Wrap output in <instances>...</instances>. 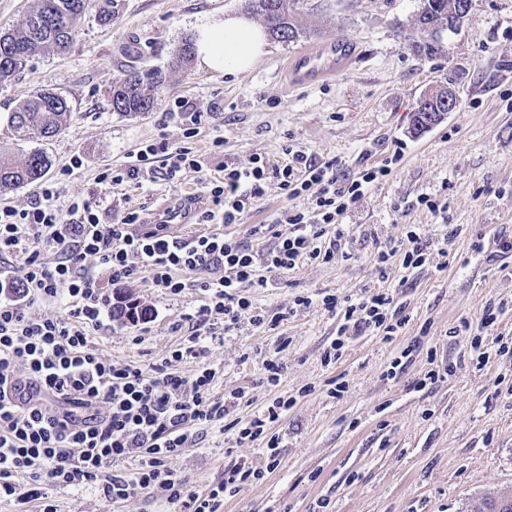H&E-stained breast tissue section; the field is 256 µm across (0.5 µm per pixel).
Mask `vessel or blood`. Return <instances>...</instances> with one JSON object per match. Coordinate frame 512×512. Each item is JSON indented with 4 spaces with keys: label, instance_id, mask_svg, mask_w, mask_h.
I'll return each mask as SVG.
<instances>
[{
    "label": "vessel or blood",
    "instance_id": "obj_1",
    "mask_svg": "<svg viewBox=\"0 0 512 512\" xmlns=\"http://www.w3.org/2000/svg\"><path fill=\"white\" fill-rule=\"evenodd\" d=\"M355 56V46L339 39L297 53L291 57L287 69L295 83H316L344 71Z\"/></svg>",
    "mask_w": 512,
    "mask_h": 512
}]
</instances>
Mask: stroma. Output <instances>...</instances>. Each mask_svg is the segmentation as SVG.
<instances>
[{
	"mask_svg": "<svg viewBox=\"0 0 512 512\" xmlns=\"http://www.w3.org/2000/svg\"><path fill=\"white\" fill-rule=\"evenodd\" d=\"M421 6L422 0H295L301 37L271 41L249 72L223 75L197 62L172 69L173 52L201 26L244 13V0H112L111 24L101 25L89 8L67 53L42 55L0 85V149L16 160L31 149L14 142L7 124L17 104L39 90L69 100V126L42 144L63 203L103 195L98 174L125 165L142 143L181 142V102L201 113L200 133L191 141L200 168L184 170L175 183L126 184L112 195L116 220L135 212L152 224L186 197L193 211L203 210L209 205L204 182L224 165L244 168L259 157L277 166L288 146L350 177L402 150L390 176L343 215L344 257L300 264L280 274L277 287L250 289L253 306L278 317L276 329H258L250 312H242L236 329L206 339L199 356L176 365L188 378L215 369L213 396L245 393L241 416L277 396L297 399L278 425V468L225 498L222 512H315L322 501L326 512H477L485 495L512 492V350L491 352L481 365L474 360L476 340L512 338V262L471 251L477 235L489 242L512 236V0H473L432 55L424 50L432 36L418 24ZM337 39L356 47L347 71L323 85L289 84L286 57ZM131 65L165 78L154 110L144 115L125 116L110 105L112 82ZM444 85L455 89L457 108L414 133L417 102ZM217 135L224 138L220 151L212 144ZM75 155L82 167L64 175ZM425 195L446 201L447 210L421 205ZM283 207L276 183L268 182L232 234L256 249L272 246V237L256 239L252 229L271 223ZM415 228L431 263L408 277L396 252ZM381 251L393 255L383 275L375 267ZM382 288L394 290L409 318L399 335L356 337L336 362L325 363L338 318L320 298ZM117 293L147 306L148 323L115 321L92 340L105 356L147 372L182 342L185 316L203 300L198 290L169 296L144 283ZM300 296L311 297V305H296ZM502 301L507 308L498 324L479 331L484 309ZM279 336L290 340L280 354L287 369L272 388L263 362L275 354ZM417 339L422 345L404 372L388 375L392 359ZM434 365L448 367V375L418 389ZM337 377L346 389L332 398L326 383ZM258 456L257 445L236 443L213 426L171 466L187 477L190 492L204 496L226 468ZM46 492L58 512L175 510L146 494L107 504L92 486L50 485Z\"/></svg>",
	"mask_w": 512,
	"mask_h": 512,
	"instance_id": "1",
	"label": "stroma"
}]
</instances>
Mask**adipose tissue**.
<instances>
[{"label": "adipose tissue", "mask_w": 512, "mask_h": 512, "mask_svg": "<svg viewBox=\"0 0 512 512\" xmlns=\"http://www.w3.org/2000/svg\"><path fill=\"white\" fill-rule=\"evenodd\" d=\"M268 46L261 27L246 17L229 15L198 30L195 54L209 71L238 75L248 72L266 54Z\"/></svg>", "instance_id": "1"}]
</instances>
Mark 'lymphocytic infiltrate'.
Wrapping results in <instances>:
<instances>
[{
  "mask_svg": "<svg viewBox=\"0 0 512 512\" xmlns=\"http://www.w3.org/2000/svg\"><path fill=\"white\" fill-rule=\"evenodd\" d=\"M198 127L185 128L182 143L144 144L128 166L102 171L99 184L114 189L127 183L178 179L196 167L188 145ZM391 163L339 176L332 165L293 151L280 166L262 158L239 168L225 165L205 187L211 205L197 214L215 230L187 241L166 234L164 225L138 232L137 213L112 218L104 197H76L58 206L54 181H44L29 208L0 206V264L21 257L12 274L0 275V500L36 501L40 512H57L43 487H78L98 483L102 499L124 501L139 493H160L186 512H220L225 497L241 485L263 480L280 463L282 437L278 423L297 402L278 396L261 412L246 418L231 410L243 396H212L215 373L206 368L193 378L172 372V363L199 355L202 342L216 329L232 331L240 314L252 310V324L268 326L265 312L253 310V288H273L277 274L305 261L331 263L342 252L339 222L368 188L388 177ZM276 180L290 206L283 213L286 231L271 224L255 225L257 235L274 243L253 249L226 233L239 223L248 205L261 198L269 180ZM309 197L313 208L295 207ZM144 281L177 296L201 290L205 302L190 314L191 330L178 349L152 373L112 361L90 340L112 315V289ZM57 302L60 317H35L30 309ZM325 310L342 313L345 327L325 353L338 360L349 341L348 331H371L391 339L408 321L392 291L360 295H324ZM40 381L35 398L18 397L25 382ZM107 414H100V405ZM220 426L237 443L260 446L258 460H243L225 470L217 489L206 497L188 493L184 476L170 462L196 438L199 427ZM134 461L125 470V461Z\"/></svg>",
  "mask_w": 512,
  "mask_h": 512,
  "instance_id": "obj_1",
  "label": "lymphocytic infiltrate"
}]
</instances>
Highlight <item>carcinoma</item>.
I'll return each instance as SVG.
<instances>
[{"instance_id": "carcinoma-1", "label": "carcinoma", "mask_w": 512, "mask_h": 512, "mask_svg": "<svg viewBox=\"0 0 512 512\" xmlns=\"http://www.w3.org/2000/svg\"><path fill=\"white\" fill-rule=\"evenodd\" d=\"M459 3L470 6L472 0H423L420 26L425 29L448 20V12ZM88 8L89 0H37L35 7L17 15L9 28L0 31V84L11 80L39 55L66 52L76 25ZM245 9L263 19L273 38L295 42L300 37V29L290 13V0H245ZM194 52L192 40H184L173 54V66L188 69ZM162 84L159 72L144 73L136 68L126 71L109 90L113 111L125 115L152 111ZM71 113L72 106L66 97L40 91L20 102L10 113L8 124L15 141L43 142L66 129ZM50 164V157L41 149L29 152L21 163L0 158V190L39 181ZM147 315L148 308L129 300H119L113 307V318L120 322H134ZM485 507L486 512H512V495L492 497Z\"/></svg>"}]
</instances>
